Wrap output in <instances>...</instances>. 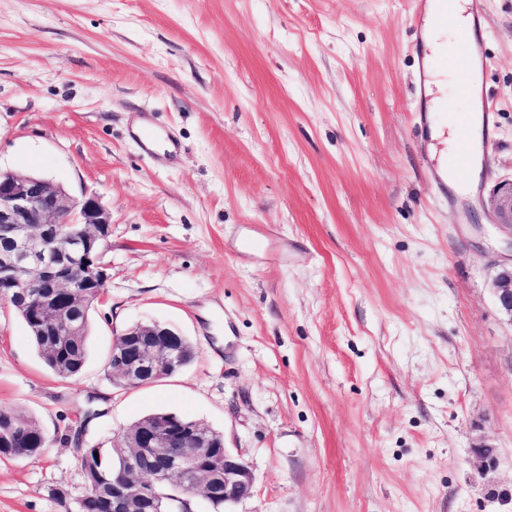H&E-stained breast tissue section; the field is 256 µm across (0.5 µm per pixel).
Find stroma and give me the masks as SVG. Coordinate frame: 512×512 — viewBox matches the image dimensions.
<instances>
[{"instance_id":"stroma-1","label":"stroma","mask_w":512,"mask_h":512,"mask_svg":"<svg viewBox=\"0 0 512 512\" xmlns=\"http://www.w3.org/2000/svg\"><path fill=\"white\" fill-rule=\"evenodd\" d=\"M413 0H0V168L112 215L85 369L62 378L0 300V410L43 455L0 456V512H77L66 434L109 448L174 412L254 477L231 512H512V323L491 283L512 234V0H483L481 175L432 174ZM151 121L176 160L132 138ZM161 323L195 357L126 388L115 336ZM497 448L481 473L478 440ZM490 206L497 217V224L512 234V179L496 187ZM4 412L11 415L13 425L25 433V436L28 437V439L19 441L16 443L14 448H11L10 442L12 438L17 436V431H13L9 434H2L0 441L2 449L11 448L9 455H19L21 457H30L39 454L42 448H39L37 440L41 434H44L39 425L34 420L26 418L15 412Z\"/></svg>"}]
</instances>
